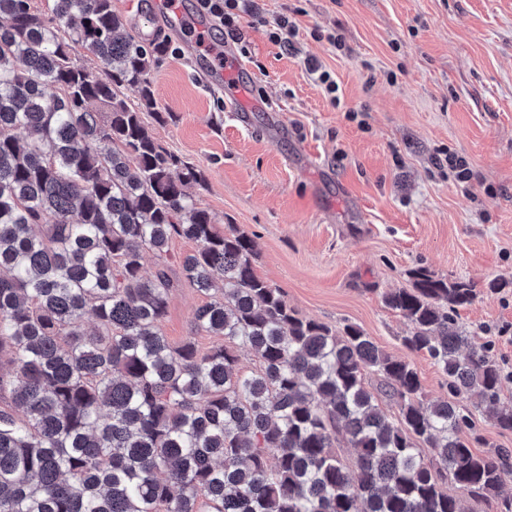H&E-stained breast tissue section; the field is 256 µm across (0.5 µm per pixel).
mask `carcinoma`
Segmentation results:
<instances>
[{"label": "carcinoma", "instance_id": "cac0c4a2", "mask_svg": "<svg viewBox=\"0 0 512 512\" xmlns=\"http://www.w3.org/2000/svg\"><path fill=\"white\" fill-rule=\"evenodd\" d=\"M45 2L0 0V512H474L446 480L512 512V450L472 435V407L512 432L503 370L456 319L475 285L418 268L382 294L446 378L429 399L412 361L289 306L256 276L253 238L189 192L203 173L143 120L167 41L126 33L112 0ZM175 237L196 249L173 258ZM173 262L206 297L196 329L259 370L163 335Z\"/></svg>", "mask_w": 512, "mask_h": 512}]
</instances>
